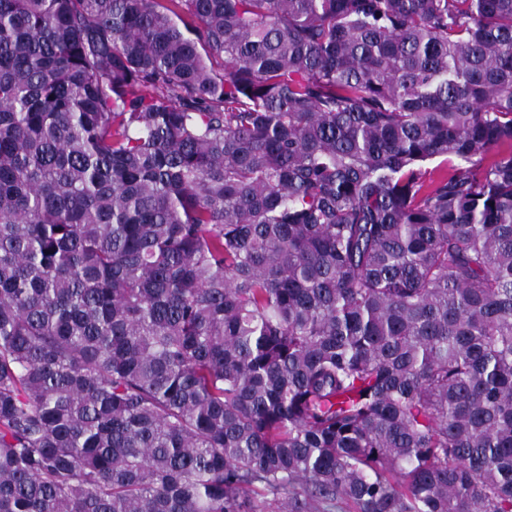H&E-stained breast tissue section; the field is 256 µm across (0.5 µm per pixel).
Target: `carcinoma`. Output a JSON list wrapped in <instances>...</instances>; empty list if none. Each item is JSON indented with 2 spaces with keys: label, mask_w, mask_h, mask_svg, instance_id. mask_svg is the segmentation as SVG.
Masks as SVG:
<instances>
[{
  "label": "carcinoma",
  "mask_w": 512,
  "mask_h": 512,
  "mask_svg": "<svg viewBox=\"0 0 512 512\" xmlns=\"http://www.w3.org/2000/svg\"><path fill=\"white\" fill-rule=\"evenodd\" d=\"M0 512H512V0H0Z\"/></svg>",
  "instance_id": "obj_1"
}]
</instances>
